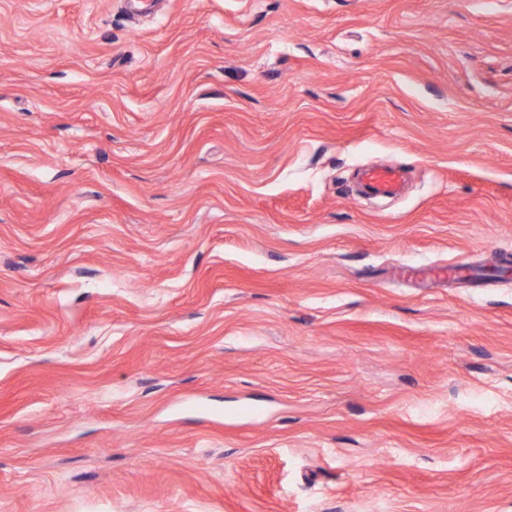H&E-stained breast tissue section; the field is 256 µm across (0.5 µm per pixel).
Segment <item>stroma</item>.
Listing matches in <instances>:
<instances>
[{"instance_id":"obj_1","label":"stroma","mask_w":512,"mask_h":512,"mask_svg":"<svg viewBox=\"0 0 512 512\" xmlns=\"http://www.w3.org/2000/svg\"><path fill=\"white\" fill-rule=\"evenodd\" d=\"M505 259L512 0H0V512H512ZM402 170L394 164L375 167L366 172L367 187L376 194L392 195L396 192Z\"/></svg>"}]
</instances>
